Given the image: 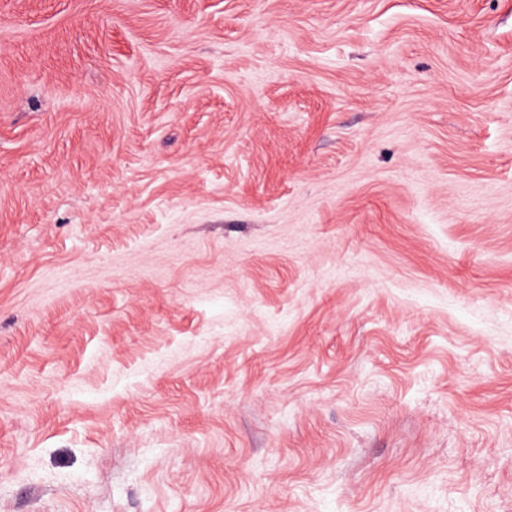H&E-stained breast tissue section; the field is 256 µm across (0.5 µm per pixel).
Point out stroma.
Instances as JSON below:
<instances>
[{
    "label": "stroma",
    "mask_w": 512,
    "mask_h": 512,
    "mask_svg": "<svg viewBox=\"0 0 512 512\" xmlns=\"http://www.w3.org/2000/svg\"><path fill=\"white\" fill-rule=\"evenodd\" d=\"M0 512H512V0H0Z\"/></svg>",
    "instance_id": "obj_1"
}]
</instances>
